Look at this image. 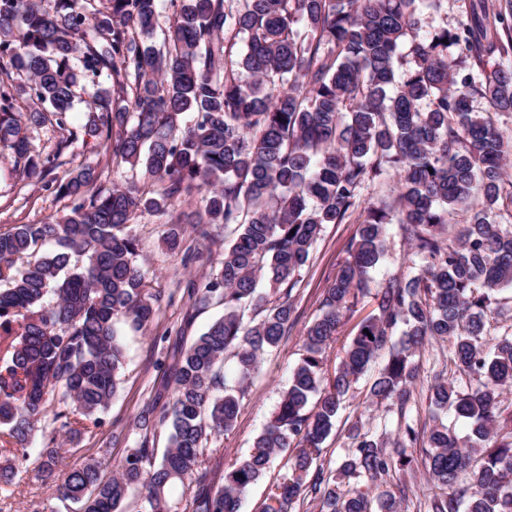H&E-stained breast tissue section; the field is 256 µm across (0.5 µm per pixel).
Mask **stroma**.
Returning <instances> with one entry per match:
<instances>
[{
    "instance_id": "35a3bbf8",
    "label": "stroma",
    "mask_w": 512,
    "mask_h": 512,
    "mask_svg": "<svg viewBox=\"0 0 512 512\" xmlns=\"http://www.w3.org/2000/svg\"><path fill=\"white\" fill-rule=\"evenodd\" d=\"M81 165L96 168L98 187L137 180L140 170L129 165H113L112 159L98 140L76 144L53 164L43 179L26 178L13 168L9 149L0 147V230L19 224L49 221L69 212L70 198L57 192L68 173ZM168 216L146 214L127 226V233L139 241V258L149 273L150 286L160 297L159 318L138 332L125 331L123 345L125 364L120 373L119 389L102 423L93 432L82 436L77 445L64 455L63 465L70 468L90 458L104 461V477H112V459L121 458L127 448L135 446L139 431L138 414L143 405L161 390L166 369L173 361L174 348L190 343L202 334L209 323L220 316L222 306L202 305L189 298L187 281L201 280L209 275L210 266H183L179 256L171 254L164 242L169 229ZM357 224L325 225L304 268L293 295L296 323L280 346L265 356L242 401L236 428L231 433L211 440L210 445L222 449L225 462L246 456L254 439L273 416L281 391L287 387L293 369L301 356V337L315 319L323 289L336 273L338 263L346 257V245L354 236ZM417 268L408 259V245L398 224H390L385 252L372 270L374 283L395 276H411ZM401 415L397 411L367 410L358 401H345L336 428L324 444L323 458L330 468H338L345 457L348 429L362 421L370 429L396 430ZM77 505H63L49 485L28 472L21 482L0 483V512H77Z\"/></svg>"
}]
</instances>
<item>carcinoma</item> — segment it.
I'll return each instance as SVG.
<instances>
[{
  "instance_id": "obj_1",
  "label": "carcinoma",
  "mask_w": 512,
  "mask_h": 512,
  "mask_svg": "<svg viewBox=\"0 0 512 512\" xmlns=\"http://www.w3.org/2000/svg\"><path fill=\"white\" fill-rule=\"evenodd\" d=\"M160 2L0 0V144L14 169L35 178L54 163L34 151L29 127L54 121L66 133L61 150L78 140L71 112L80 82L91 80L83 134L162 184L155 197L134 181L102 190L96 169L83 166L58 185L75 200L69 214L0 231L8 284L0 289V480L28 473L27 445L55 393L38 474L81 512H125L131 498L136 512H240L242 496L288 448L290 473L262 512H292L301 497L317 512H402L406 486L395 491L393 482L417 465L431 485L429 512H512V410L498 400L512 387V336L492 342L486 328L501 287L512 285V232L487 218L502 198L512 142L472 108L479 96L492 112L512 114L506 15L475 0L456 26L422 35L423 9L438 11L445 0H169L173 21L157 41ZM240 37L247 52L236 60ZM23 97L25 113L17 111ZM392 171L396 197L361 200L366 183ZM200 185L209 194L187 223L201 237L206 225L222 224L231 245L217 272L187 293L224 314L177 349L171 396L140 412V438L112 462L115 476L103 480L104 461L94 458L63 469L59 434L75 439L98 426L117 392V324L140 331L157 315L159 296L125 229L145 213L175 211ZM474 200L482 208L462 237L445 236L456 207ZM355 214L348 257L323 290L273 417L216 479L220 449L207 447L209 437L233 431L252 375L288 335L293 291L324 226ZM394 220L419 271L373 289L369 273ZM180 223L164 237L168 250L209 262L183 247ZM263 280L275 300L258 290ZM365 297L372 311L340 341ZM338 342L330 374L325 353ZM432 342L450 344L454 370L434 376L429 405L454 410L470 433L461 439L442 422L421 432L403 420L392 434L357 420L339 468L324 467L323 443L374 360L387 353L363 404L401 412L420 379L415 357ZM228 358L233 387L224 381ZM166 427L169 447L158 461L152 438ZM417 447L416 458L409 449ZM178 484L192 495L173 497Z\"/></svg>"
}]
</instances>
